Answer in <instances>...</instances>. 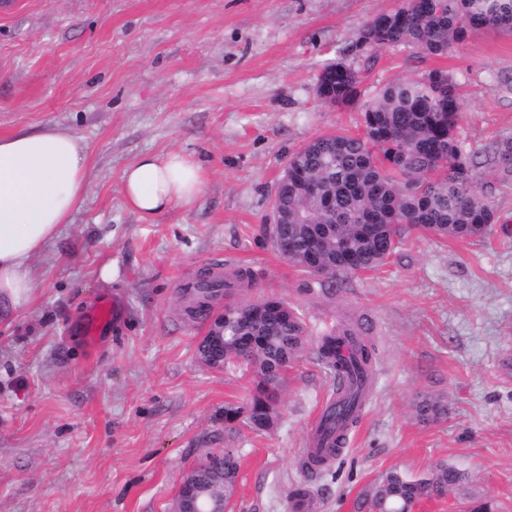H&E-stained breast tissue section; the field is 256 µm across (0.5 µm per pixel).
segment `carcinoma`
<instances>
[{
	"label": "carcinoma",
	"mask_w": 512,
	"mask_h": 512,
	"mask_svg": "<svg viewBox=\"0 0 512 512\" xmlns=\"http://www.w3.org/2000/svg\"><path fill=\"white\" fill-rule=\"evenodd\" d=\"M512 30V0H403L394 11L371 17L358 33L362 47L407 46L442 57L468 33L487 25ZM326 89L319 98L330 105H350L360 96V77L343 60L319 72ZM458 85L434 70L422 79H402L361 105L362 133L320 135L288 160V182L280 185V204L288 223L274 224L271 239L287 245V260L340 288L355 272L383 266L417 231L456 239L487 237L494 213L475 190L474 161L455 135L460 118ZM491 162L512 168V142L488 151ZM194 296L201 313L219 296L205 284ZM304 323L299 309L281 298L224 305V364L254 368L257 382L247 415L256 429L275 418L269 386L296 357ZM375 348L344 324L322 337L318 360L334 374L336 401L319 432L333 438L340 455L346 430L355 424L374 373ZM419 415L446 412L438 401H423ZM208 470H192L195 482L232 500L239 460L226 448L207 455ZM462 481L454 466L439 462L428 472L408 476L383 473L365 494L369 512H409L424 500L444 498Z\"/></svg>",
	"instance_id": "cac0c4a2"
}]
</instances>
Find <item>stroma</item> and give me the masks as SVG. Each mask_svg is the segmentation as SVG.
I'll use <instances>...</instances> for the list:
<instances>
[{"label": "stroma", "mask_w": 512, "mask_h": 512, "mask_svg": "<svg viewBox=\"0 0 512 512\" xmlns=\"http://www.w3.org/2000/svg\"><path fill=\"white\" fill-rule=\"evenodd\" d=\"M402 0H0V134L58 126L89 156L88 193L33 261L34 301L0 323V512H170L208 453L239 457L233 512H360L384 472L445 461L463 482L414 512H512V174L481 167L491 238L418 232L387 264L343 289L282 258L266 227L290 155L315 137L357 131L354 106L322 103L323 66L342 59L371 97L442 69L462 90L459 138L479 153L512 138V33H471L447 56L357 44L363 24ZM179 151L207 172L187 210L146 223L122 173L141 154ZM111 266V281L100 270ZM254 275L245 297L284 298L306 323L277 383L273 426L247 411L252 370L212 369L197 347L208 323L184 312L182 285L204 272ZM110 301L115 321L85 333ZM364 320L375 375L346 446L320 477L301 469L334 395L322 336ZM446 415L423 420L418 401Z\"/></svg>", "instance_id": "35a3bbf8"}]
</instances>
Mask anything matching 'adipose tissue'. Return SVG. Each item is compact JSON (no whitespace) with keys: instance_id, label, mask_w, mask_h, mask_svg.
Returning a JSON list of instances; mask_svg holds the SVG:
<instances>
[{"instance_id":"ef3b65f1","label":"adipose tissue","mask_w":512,"mask_h":512,"mask_svg":"<svg viewBox=\"0 0 512 512\" xmlns=\"http://www.w3.org/2000/svg\"><path fill=\"white\" fill-rule=\"evenodd\" d=\"M87 164L67 130L0 135V318L34 299L40 283L33 260L82 204ZM122 182L127 206L144 220L192 207L207 185L204 168L176 151L140 156Z\"/></svg>"}]
</instances>
